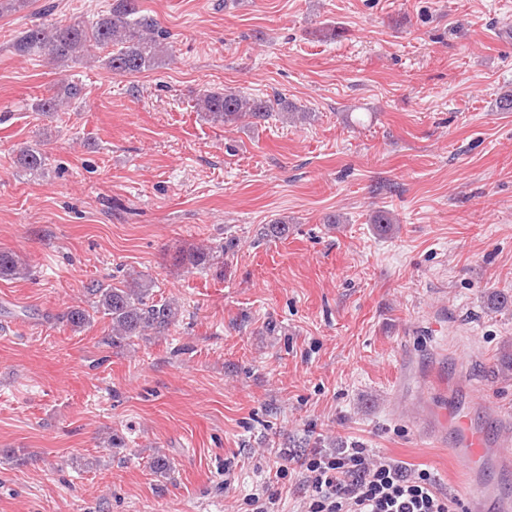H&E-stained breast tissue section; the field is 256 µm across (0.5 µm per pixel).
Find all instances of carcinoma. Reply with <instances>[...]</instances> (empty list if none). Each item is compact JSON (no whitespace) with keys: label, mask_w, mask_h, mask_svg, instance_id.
<instances>
[{"label":"carcinoma","mask_w":512,"mask_h":512,"mask_svg":"<svg viewBox=\"0 0 512 512\" xmlns=\"http://www.w3.org/2000/svg\"><path fill=\"white\" fill-rule=\"evenodd\" d=\"M139 0H112L108 13L99 16L88 27L82 20L68 24L37 25L24 32L15 45L16 51L26 55L40 50L49 58L65 63L83 59L94 45L112 48L103 65L117 76L134 75L159 67L164 52V31L155 20L140 12ZM83 88L75 82L62 83L60 94L40 99L33 104L37 112H55L62 98L81 96ZM196 111L209 120L231 126L244 118L259 123L277 116L290 123L308 121L312 113L298 108L285 99L255 98L228 89L206 90L196 99ZM17 164L28 171H41L46 156L38 148L20 151ZM370 222L383 234L396 230L395 219L382 210L370 216ZM290 225L276 220L262 225V238H284ZM234 247L233 242L209 247H196L177 257L187 268H213L224 272V255ZM29 275L28 265L11 252H0V278L21 280ZM154 282L141 274L131 275L121 286L104 287L91 283L86 287L90 308L73 305L62 319L74 331H80L91 322V313L109 319L104 343L114 348L128 344L132 338L161 337L183 318L180 302L174 298L153 300Z\"/></svg>","instance_id":"cac0c4a2"}]
</instances>
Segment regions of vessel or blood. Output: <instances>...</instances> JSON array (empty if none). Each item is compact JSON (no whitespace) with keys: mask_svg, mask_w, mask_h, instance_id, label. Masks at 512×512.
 <instances>
[{"mask_svg":"<svg viewBox=\"0 0 512 512\" xmlns=\"http://www.w3.org/2000/svg\"><path fill=\"white\" fill-rule=\"evenodd\" d=\"M445 428L454 431L456 435V460L465 471H472L485 462L505 471L512 469V451L489 447L484 434L466 416L457 413L443 414L438 424L433 426L432 432L437 435ZM490 493V487L485 484H469L465 492L467 512H487L485 504Z\"/></svg>","mask_w":512,"mask_h":512,"instance_id":"vessel-or-blood-1","label":"vessel or blood"}]
</instances>
